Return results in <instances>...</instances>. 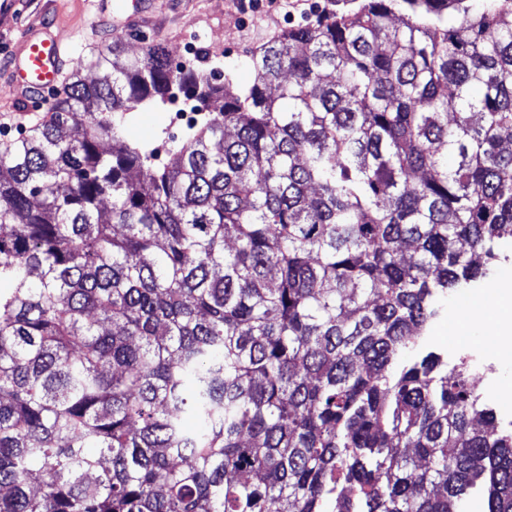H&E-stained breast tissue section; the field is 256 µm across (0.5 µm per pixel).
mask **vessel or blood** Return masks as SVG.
Here are the masks:
<instances>
[{
  "label": "vessel or blood",
  "instance_id": "obj_1",
  "mask_svg": "<svg viewBox=\"0 0 512 512\" xmlns=\"http://www.w3.org/2000/svg\"><path fill=\"white\" fill-rule=\"evenodd\" d=\"M66 67L65 52L51 33L25 36L12 72L22 92L38 98L55 91Z\"/></svg>",
  "mask_w": 512,
  "mask_h": 512
}]
</instances>
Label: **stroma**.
Wrapping results in <instances>:
<instances>
[{
    "instance_id": "1",
    "label": "stroma",
    "mask_w": 512,
    "mask_h": 512,
    "mask_svg": "<svg viewBox=\"0 0 512 512\" xmlns=\"http://www.w3.org/2000/svg\"><path fill=\"white\" fill-rule=\"evenodd\" d=\"M360 0H310L305 12L295 16L267 19L261 13L250 15L234 0H144L151 13L146 24L130 23L115 29L108 24L113 8L132 10V0H17L15 9L0 15V113H30L31 124H38L49 111V103L33 104L14 85L9 71L10 60L26 34L44 29L52 31L67 47L71 59H83L115 41H122L128 55L140 54L146 44L157 41L170 52H187L191 61L205 68L231 74L235 86L252 83L253 73L247 65L248 40L253 27H260L264 39H272L288 28L314 20L323 10L339 12L356 8ZM130 140L156 148L173 131L164 109H141L130 113L126 122ZM489 275L472 287L461 288L438 300L437 318L419 337L410 351V359L427 353L447 357L449 349L484 345L487 336L481 323L472 321L475 305L491 306V284L499 279V270L512 265V244L503 243L496 258L486 260ZM469 319L465 334L454 331L456 322Z\"/></svg>"
}]
</instances>
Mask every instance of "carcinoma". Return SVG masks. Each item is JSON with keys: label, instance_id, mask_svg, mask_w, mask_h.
<instances>
[{"label": "carcinoma", "instance_id": "cac0c4a2", "mask_svg": "<svg viewBox=\"0 0 512 512\" xmlns=\"http://www.w3.org/2000/svg\"><path fill=\"white\" fill-rule=\"evenodd\" d=\"M249 63L115 42L0 156V512H512L465 373L396 369L512 237V0H366ZM175 89L159 164L126 118Z\"/></svg>", "mask_w": 512, "mask_h": 512}]
</instances>
